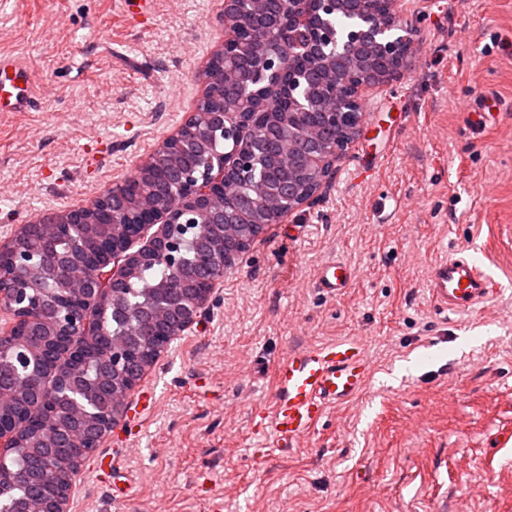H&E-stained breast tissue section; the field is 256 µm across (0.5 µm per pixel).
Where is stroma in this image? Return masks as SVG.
I'll use <instances>...</instances> for the list:
<instances>
[{
    "instance_id": "1",
    "label": "stroma",
    "mask_w": 512,
    "mask_h": 512,
    "mask_svg": "<svg viewBox=\"0 0 512 512\" xmlns=\"http://www.w3.org/2000/svg\"><path fill=\"white\" fill-rule=\"evenodd\" d=\"M216 0H0V53L29 58L40 107L0 120V244L123 181L194 111L223 38ZM412 70L374 91L311 205L265 228L197 321L146 369L136 450L113 499L81 465L70 512H512V0H411ZM500 293L439 311L428 270L456 251ZM355 281L322 296L329 256ZM360 341L373 374L288 453L259 445L289 351ZM124 17L130 22H137L141 17L154 14V0H120Z\"/></svg>"
}]
</instances>
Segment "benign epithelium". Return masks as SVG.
<instances>
[{
	"label": "benign epithelium",
	"mask_w": 512,
	"mask_h": 512,
	"mask_svg": "<svg viewBox=\"0 0 512 512\" xmlns=\"http://www.w3.org/2000/svg\"><path fill=\"white\" fill-rule=\"evenodd\" d=\"M344 0H304L305 11L294 12L290 17L280 21L278 28L297 36L302 33L305 12L315 14H334L343 7ZM361 12L365 19L362 28L348 34L344 49L335 56L326 54L325 48L331 39L328 31H317L307 36L303 46L315 58L323 61L327 68L324 86L328 87L324 95L325 121L334 123L346 131V136L331 146L324 144L319 130L311 127L305 134V145L310 150L322 154L319 162L316 185L307 193H299L273 187L264 182L260 191L265 197L267 209L277 217V222L310 203L321 187L323 180L332 174V165L336 159L345 154L349 144L361 131L367 91L373 87H386L399 80L412 66L416 54L415 30L404 24L408 0H359ZM239 0H224V43L215 56L232 61L237 55V48L247 35L237 21ZM363 48L377 49L394 61L393 67L376 74L370 70L367 61L360 54ZM262 68L280 74L286 68L285 59L276 50L265 54ZM202 101L215 109L219 118L218 128L224 133H237L250 124L252 118L246 112H230L223 103L211 94L202 97ZM196 113L191 112L185 118L181 129L167 137L155 153L146 161L148 165H157L168 157L169 153L181 139V130L193 123ZM253 162L250 156L235 149L226 151L208 160V164L199 177H190L178 185V192L171 204L159 210L154 223L160 225V231L151 241V245L137 252H129L134 239L145 229L135 224V215L124 199L115 191H105L92 205L86 208H73L59 212H47L36 223L38 231L48 239H56L73 225L88 221V215L97 211H106L112 216V223L133 228L127 241L121 247H101L95 255V270L81 276L77 305L66 321L63 330L43 341V347L60 354L68 364L66 371L79 367L91 350V337L98 334V329L89 324V317L99 316L102 299L115 292V288L126 281V274L147 260L164 261L172 267L180 265L178 240L174 239L170 228L173 224H193L198 219L206 223L224 225V241L227 242L221 259L219 275L212 276L206 288L201 290L193 301L181 305L177 311L165 310L164 317H175L181 330L190 328L196 321L200 310L216 289L223 286L224 270L230 268L235 259L249 251L254 240L262 232L259 226L253 227L244 235L235 223H225L224 213L213 208L214 191L224 186V177L230 171L250 169ZM132 359L125 347L116 344L112 347V389L118 395H130L138 386L143 373L130 370ZM72 484L58 496L45 497L32 508V512H68Z\"/></svg>",
	"instance_id": "1"
}]
</instances>
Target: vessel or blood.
<instances>
[{"label":"vessel or blood","instance_id":"vessel-or-blood-1","mask_svg":"<svg viewBox=\"0 0 512 512\" xmlns=\"http://www.w3.org/2000/svg\"><path fill=\"white\" fill-rule=\"evenodd\" d=\"M42 99L34 67L22 57L0 55V115L34 110ZM353 272L339 258L323 262L314 286L328 297L350 288ZM431 301L439 310L469 312L492 299L499 283L480 264L461 253L444 257L428 271ZM371 363L362 345L339 339L294 349L275 365V402L261 417L270 447H297L336 405L351 402L368 386Z\"/></svg>","mask_w":512,"mask_h":512}]
</instances>
